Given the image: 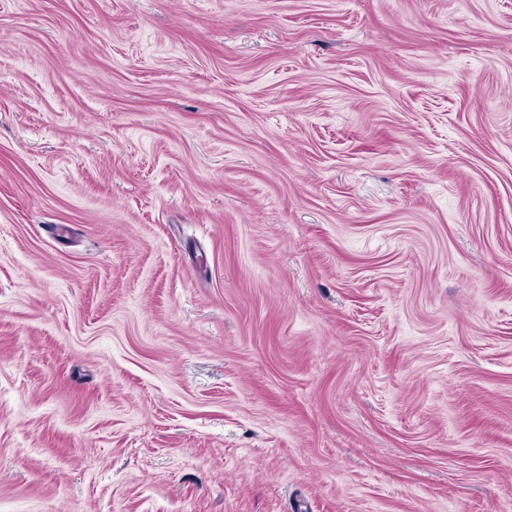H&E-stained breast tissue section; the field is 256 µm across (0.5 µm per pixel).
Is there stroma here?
<instances>
[{"mask_svg": "<svg viewBox=\"0 0 512 512\" xmlns=\"http://www.w3.org/2000/svg\"><path fill=\"white\" fill-rule=\"evenodd\" d=\"M0 512H512V0H0Z\"/></svg>", "mask_w": 512, "mask_h": 512, "instance_id": "1", "label": "stroma"}]
</instances>
